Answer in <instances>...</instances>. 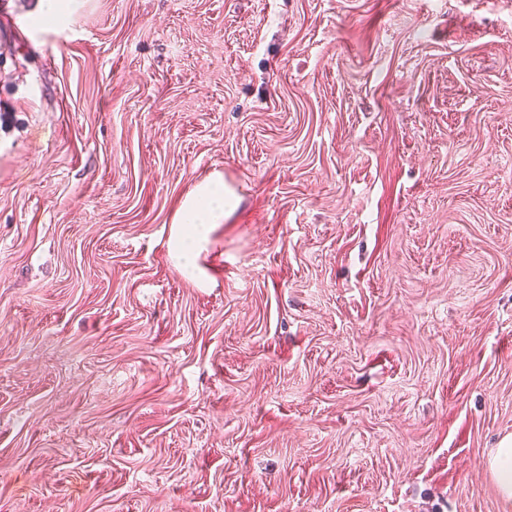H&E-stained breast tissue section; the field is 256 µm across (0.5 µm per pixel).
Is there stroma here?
<instances>
[{
    "mask_svg": "<svg viewBox=\"0 0 512 512\" xmlns=\"http://www.w3.org/2000/svg\"><path fill=\"white\" fill-rule=\"evenodd\" d=\"M14 2L0 512H512V0ZM224 221V176L213 173L187 193L176 212L170 237V254L185 269L193 267L195 252L208 242L215 224ZM512 441L507 439L503 448H497L495 454L488 460L491 473L495 477L501 494L512 499Z\"/></svg>",
    "mask_w": 512,
    "mask_h": 512,
    "instance_id": "stroma-1",
    "label": "stroma"
}]
</instances>
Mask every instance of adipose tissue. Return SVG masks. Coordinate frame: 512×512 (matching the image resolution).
Listing matches in <instances>:
<instances>
[{"mask_svg": "<svg viewBox=\"0 0 512 512\" xmlns=\"http://www.w3.org/2000/svg\"><path fill=\"white\" fill-rule=\"evenodd\" d=\"M223 221L224 176L216 172L195 184L176 212L170 237L172 258L182 267H192L196 251Z\"/></svg>", "mask_w": 512, "mask_h": 512, "instance_id": "ef3b65f1", "label": "adipose tissue"}]
</instances>
